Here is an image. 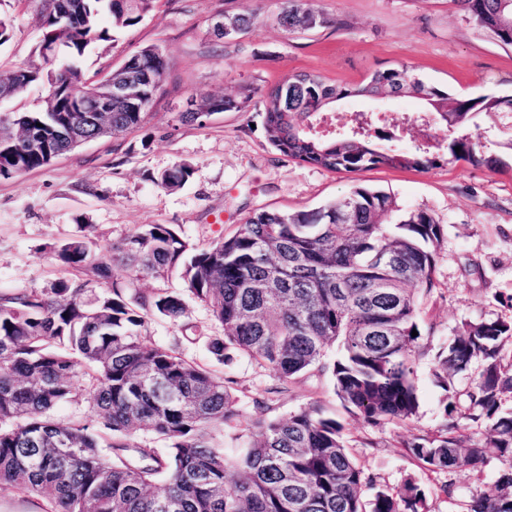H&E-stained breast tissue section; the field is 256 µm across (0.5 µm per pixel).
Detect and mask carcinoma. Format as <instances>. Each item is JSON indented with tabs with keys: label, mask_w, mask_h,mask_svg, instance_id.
<instances>
[{
	"label": "carcinoma",
	"mask_w": 512,
	"mask_h": 512,
	"mask_svg": "<svg viewBox=\"0 0 512 512\" xmlns=\"http://www.w3.org/2000/svg\"><path fill=\"white\" fill-rule=\"evenodd\" d=\"M41 40L59 45L54 83L38 63L0 71V102L41 84L46 95L31 112L0 113V177L45 167L68 147L62 133L71 109L104 80L87 78L79 60L112 27L137 24L155 0H36ZM290 33L324 23L308 0H278ZM480 28L512 46V0H450ZM420 100L435 130L449 132L455 161L512 173V155L486 151L467 132L479 113L512 112V96L454 97L402 65L383 69L377 84L338 85L314 73L290 75L264 94L270 143L288 158L330 172L356 174L394 167L426 171L440 164L425 144L391 148L373 140L375 117L340 134L312 133L328 101L373 96ZM203 104L238 109L230 97ZM112 134L138 129L145 113L112 101ZM460 150H455V147ZM192 174L179 163L156 178L175 190ZM382 190L356 187L310 211L262 209L234 234L195 250L168 224H145L119 243L91 245L72 238L50 252L66 276L49 289L0 294V484L56 504V512H428L423 488L409 478L363 500L373 479L347 451L344 425L320 407L286 418L242 425V411L225 380L185 358L178 345H146L141 329L159 314L185 317L182 294L141 291L145 277L169 278L182 268L183 290L208 308L224 330L208 351L230 365L245 357L270 371L277 385L253 398L279 394L316 369L333 382L343 409L368 426L407 423L418 412L416 362L434 353L433 376L443 391L438 429L404 442L423 468L450 475L472 471L489 457L501 464L493 491L472 498L465 512H512V319L466 323L433 349L422 333L424 301L437 285L442 228L424 211L395 224ZM121 267L127 279H111ZM417 336H412V331ZM340 355L327 359L332 346ZM88 377L78 391L73 378ZM468 376L465 391L456 376ZM82 400L88 420L64 422L51 410ZM235 431L228 453L214 433ZM152 434L163 451L137 442Z\"/></svg>",
	"instance_id": "1"
}]
</instances>
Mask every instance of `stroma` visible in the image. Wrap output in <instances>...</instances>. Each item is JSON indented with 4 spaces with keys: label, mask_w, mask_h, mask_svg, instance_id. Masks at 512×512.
<instances>
[{
    "label": "stroma",
    "mask_w": 512,
    "mask_h": 512,
    "mask_svg": "<svg viewBox=\"0 0 512 512\" xmlns=\"http://www.w3.org/2000/svg\"><path fill=\"white\" fill-rule=\"evenodd\" d=\"M244 0H155L139 23L94 45L82 67L97 79L146 46L158 47L170 65L140 129L84 144L49 165L7 179L0 177V293L46 289L63 272L49 258L51 247L78 236L98 244L119 241L144 224H167L194 248L232 235L259 209L311 210L364 184L395 195L400 210L427 212L443 230L437 257L438 286L424 306L434 340L447 342L465 322L512 318V177L444 158L427 171L379 168L347 175L292 160L270 144L263 94L285 77L316 72L351 85L379 68L407 65L424 82L461 97L512 95V47L477 28L450 0H314L325 23L288 34L277 0H262L261 19L231 39H216L212 17L240 12ZM11 16L13 37L0 47V70L34 58L40 18L28 0H0ZM208 95L242 103L239 112H218L206 122L184 124L180 112ZM186 163L192 175L179 190L157 186L155 175ZM180 324L150 318L141 331L148 345L181 338L191 361L226 377L244 418H284L338 402L328 377L298 376L266 409L253 397L275 379L245 358L219 363L208 351L222 335L208 309L186 298ZM433 364L417 366L419 410L408 426L370 427L344 418L347 446L374 479L365 489L414 479L427 493L430 512H462L465 501L487 491L500 464L488 461L457 476L452 496L444 477L422 468L402 444L435 430L441 390Z\"/></svg>",
    "instance_id": "stroma-1"
}]
</instances>
